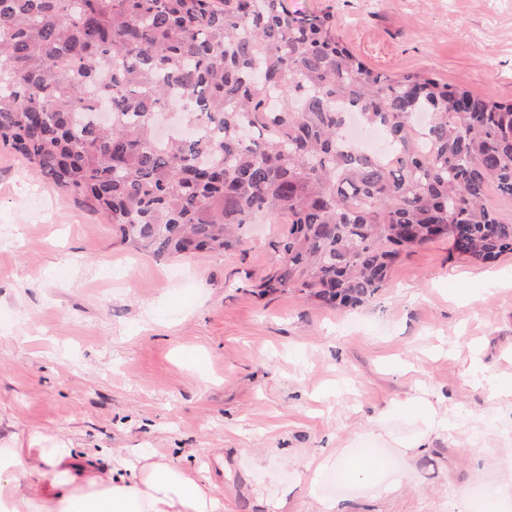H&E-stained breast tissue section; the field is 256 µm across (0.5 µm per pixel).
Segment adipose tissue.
Returning <instances> with one entry per match:
<instances>
[{
  "label": "adipose tissue",
  "instance_id": "ef3b65f1",
  "mask_svg": "<svg viewBox=\"0 0 512 512\" xmlns=\"http://www.w3.org/2000/svg\"><path fill=\"white\" fill-rule=\"evenodd\" d=\"M375 466L366 455L331 454L307 470L313 482L336 467L364 480ZM0 512H224V496L194 470L146 452L94 467L75 464L67 448H0Z\"/></svg>",
  "mask_w": 512,
  "mask_h": 512
}]
</instances>
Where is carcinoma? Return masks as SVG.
Returning a JSON list of instances; mask_svg holds the SVG:
<instances>
[{"label":"carcinoma","mask_w":512,"mask_h":512,"mask_svg":"<svg viewBox=\"0 0 512 512\" xmlns=\"http://www.w3.org/2000/svg\"><path fill=\"white\" fill-rule=\"evenodd\" d=\"M340 102L395 166L343 145ZM172 105L185 131L159 138ZM0 143L155 257L281 221L260 287L336 308L370 301L436 238L483 263L512 253L492 203L512 199V101L375 71L332 14L294 18L283 0H0Z\"/></svg>","instance_id":"1"}]
</instances>
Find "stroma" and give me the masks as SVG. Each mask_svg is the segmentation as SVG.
Instances as JSON below:
<instances>
[{
    "mask_svg": "<svg viewBox=\"0 0 512 512\" xmlns=\"http://www.w3.org/2000/svg\"><path fill=\"white\" fill-rule=\"evenodd\" d=\"M334 14L373 69L425 70L512 99V0H286ZM287 225L245 228L221 254L158 260L0 145V448H68L110 462L147 449L209 468L224 512H512V253L491 264L437 239L404 253L364 306L291 288L261 294ZM445 395L462 423L415 455L409 397ZM387 414L382 437L370 422ZM372 456L383 486L336 470ZM222 452L223 466L212 463ZM263 464H256V457ZM375 466L376 463L370 456L358 454L345 455L344 453L336 456L335 451L316 463L311 462L306 469L310 473L308 477L309 485L313 487L319 476L326 470L339 467L344 470L350 480H364L371 477Z\"/></svg>",
    "mask_w": 512,
    "mask_h": 512,
    "instance_id": "obj_1",
    "label": "stroma"
}]
</instances>
